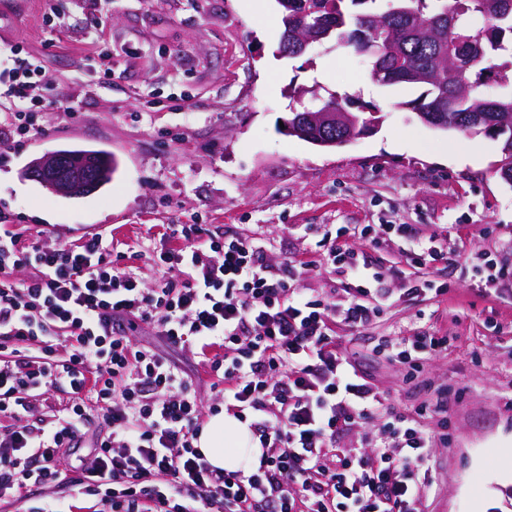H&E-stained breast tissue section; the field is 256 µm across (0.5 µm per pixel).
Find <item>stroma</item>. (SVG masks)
<instances>
[{"mask_svg":"<svg viewBox=\"0 0 512 512\" xmlns=\"http://www.w3.org/2000/svg\"><path fill=\"white\" fill-rule=\"evenodd\" d=\"M280 17L276 0H0V96L21 60L45 75L33 91L41 134L0 163V213L61 242L102 232L134 251L167 224L258 233L266 262L298 261L295 288L338 306L347 279L320 257L325 230L406 224L447 246L449 262L420 272L408 240L350 238L382 272L388 300L367 327L336 323V342L397 410L457 392L450 443L430 452L424 512H512V286L472 270L481 257L512 267V185L497 173L498 143L424 125L404 106L421 87L380 85L369 58L333 43L281 55ZM102 54L111 76L98 71ZM295 85L338 94L380 123L338 148L287 135ZM65 145L111 150V182L65 198L24 178L34 158ZM420 273L448 294H406ZM419 332L447 337L448 348L416 373L377 350Z\"/></svg>","mask_w":512,"mask_h":512,"instance_id":"1","label":"stroma"}]
</instances>
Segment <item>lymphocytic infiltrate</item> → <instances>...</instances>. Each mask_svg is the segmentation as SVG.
Segmentation results:
<instances>
[{"label":"lymphocytic infiltrate","instance_id":"lymphocytic-infiltrate-1","mask_svg":"<svg viewBox=\"0 0 512 512\" xmlns=\"http://www.w3.org/2000/svg\"><path fill=\"white\" fill-rule=\"evenodd\" d=\"M38 66L15 67L11 116L0 124V157L31 131ZM409 232L404 224L343 225L319 242L350 277L341 310L293 287L297 266L263 262L253 237H217L204 224H173L151 251L164 271L140 281L128 253L100 233L57 245L44 232L0 223V502L62 484V460L88 447L78 493L101 512H423L433 484L429 450L447 443L451 391L421 405L435 431L390 412L371 451L337 450V437L385 407L338 351L332 322L370 324L386 300L348 245ZM146 324L166 346L192 347L225 407L249 413L262 448L250 470L212 467L196 446L205 414L189 376L133 343ZM38 344L41 353L29 355ZM421 334L382 344L410 370L446 350ZM72 396L66 414L42 408L50 392ZM103 434L88 438L92 414Z\"/></svg>","mask_w":512,"mask_h":512}]
</instances>
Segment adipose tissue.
Wrapping results in <instances>:
<instances>
[{"label":"adipose tissue","mask_w":512,"mask_h":512,"mask_svg":"<svg viewBox=\"0 0 512 512\" xmlns=\"http://www.w3.org/2000/svg\"><path fill=\"white\" fill-rule=\"evenodd\" d=\"M198 448L210 464L219 469H250L257 466L260 442L248 425L235 416L219 413L203 426Z\"/></svg>","instance_id":"1"}]
</instances>
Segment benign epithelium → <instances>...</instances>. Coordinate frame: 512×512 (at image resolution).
<instances>
[{
	"instance_id": "benign-epithelium-1",
	"label": "benign epithelium",
	"mask_w": 512,
	"mask_h": 512,
	"mask_svg": "<svg viewBox=\"0 0 512 512\" xmlns=\"http://www.w3.org/2000/svg\"><path fill=\"white\" fill-rule=\"evenodd\" d=\"M323 34L316 31L302 32L297 24H292L282 38L283 47H291L302 54L306 49L321 41ZM323 124L326 126H340L349 130L344 139L354 134L361 136L369 133L373 124L368 123L359 127V118L352 112L334 113L330 110L322 114ZM25 176L41 182L49 191L56 195H70L74 190H95L101 177L100 168L94 160L84 161L80 165L70 164L62 154H49L34 160L25 170Z\"/></svg>"
}]
</instances>
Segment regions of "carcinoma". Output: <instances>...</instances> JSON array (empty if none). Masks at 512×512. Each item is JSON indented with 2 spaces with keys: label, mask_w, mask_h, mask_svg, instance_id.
<instances>
[{
  "label": "carcinoma",
  "mask_w": 512,
  "mask_h": 512,
  "mask_svg": "<svg viewBox=\"0 0 512 512\" xmlns=\"http://www.w3.org/2000/svg\"><path fill=\"white\" fill-rule=\"evenodd\" d=\"M376 0H288L281 14L299 13L329 30L334 46L372 59L384 86L420 85L403 103L414 112L442 114L454 131L483 133L499 144L497 173L512 183V95L489 99L481 80L495 73L512 84V0L485 13V0H396L383 12Z\"/></svg>",
  "instance_id": "obj_1"
}]
</instances>
